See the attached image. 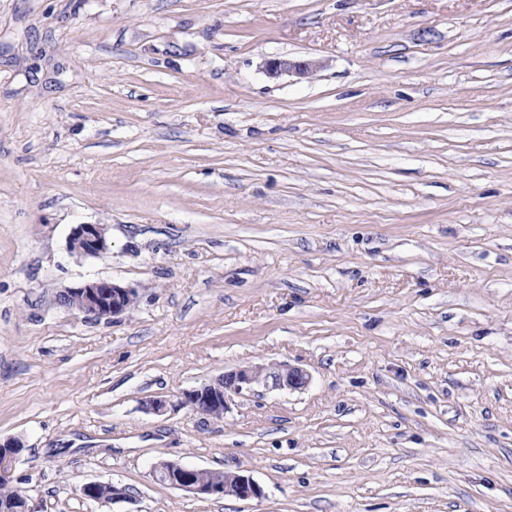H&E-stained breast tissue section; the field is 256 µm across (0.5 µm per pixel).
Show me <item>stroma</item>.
<instances>
[{"instance_id":"obj_1","label":"stroma","mask_w":512,"mask_h":512,"mask_svg":"<svg viewBox=\"0 0 512 512\" xmlns=\"http://www.w3.org/2000/svg\"><path fill=\"white\" fill-rule=\"evenodd\" d=\"M93 279L135 304H57ZM255 364L311 381L176 406ZM13 437L32 512H512V0H0ZM322 64L316 59H270L265 64V70L272 76H279L283 73L294 74L299 78L307 79L313 77L321 68ZM106 233V225L79 224L71 234L69 249L80 256H103L109 251ZM136 296L134 288L111 280L95 279L64 288L56 295V302L87 318L114 319L133 305ZM205 469L184 466L177 462L164 461L155 466L153 477L156 481L171 488L191 492L197 495H218L234 497L241 500L259 498L263 491L250 477L241 474L201 472V481L211 482L205 484L195 480L194 474Z\"/></svg>"}]
</instances>
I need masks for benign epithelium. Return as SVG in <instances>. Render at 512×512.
Listing matches in <instances>:
<instances>
[{"instance_id":"obj_1","label":"benign epithelium","mask_w":512,"mask_h":512,"mask_svg":"<svg viewBox=\"0 0 512 512\" xmlns=\"http://www.w3.org/2000/svg\"><path fill=\"white\" fill-rule=\"evenodd\" d=\"M320 68L321 62L316 59L274 58L265 64L266 72L272 76L288 73L303 79L313 77ZM69 249L80 256L99 257L106 254L109 251L106 225H77L71 234ZM135 300V289L106 279L88 280L77 286L65 288L56 295V302L59 305L93 319H114L126 312ZM309 381V374L299 367L276 364L250 366L226 372L212 383L183 392L180 405L219 418L224 415L227 399L256 385L296 391L307 387ZM19 447L21 443L17 439L0 441L1 477H12ZM197 472V468L164 461L155 466L153 477L171 488L197 495H218L247 500L259 498L263 494L261 487L245 475L226 473L224 480L205 484L195 480L194 474Z\"/></svg>"}]
</instances>
